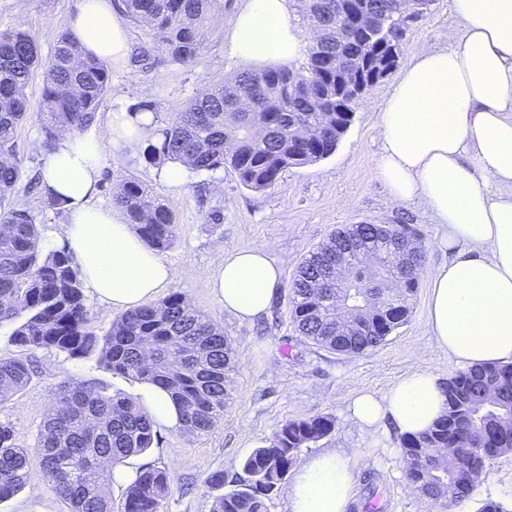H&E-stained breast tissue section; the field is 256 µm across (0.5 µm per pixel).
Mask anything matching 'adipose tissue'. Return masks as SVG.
I'll use <instances>...</instances> for the list:
<instances>
[{
  "label": "adipose tissue",
  "mask_w": 512,
  "mask_h": 512,
  "mask_svg": "<svg viewBox=\"0 0 512 512\" xmlns=\"http://www.w3.org/2000/svg\"><path fill=\"white\" fill-rule=\"evenodd\" d=\"M464 35L445 49H420L384 98L379 171L393 205L421 199L454 256L430 279L428 326L435 348L471 367L512 362V0H454ZM69 33L81 55L123 66L127 24L112 0H77ZM291 0H245L227 31L243 63H285L311 43ZM153 113H111L106 127L60 136L41 171L43 194L64 213L52 243L66 247L84 288L131 310L156 298L172 272L133 225L97 203L107 155L137 154ZM281 273L263 247L225 253L206 286L225 311L252 321L267 314ZM445 410L437 377L407 374L385 393H359L351 417L403 433L427 429ZM352 496L347 459L320 454L299 471L288 512H345Z\"/></svg>",
  "instance_id": "ef3b65f1"
}]
</instances>
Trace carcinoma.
Here are the masks:
<instances>
[{"label":"carcinoma","instance_id":"carcinoma-1","mask_svg":"<svg viewBox=\"0 0 512 512\" xmlns=\"http://www.w3.org/2000/svg\"><path fill=\"white\" fill-rule=\"evenodd\" d=\"M316 36L301 62L259 70L244 69L234 83L223 81L190 100L175 118L157 126L141 151L159 168L185 159L196 174L230 169L245 189L260 192L288 168L332 155L350 126L352 100L338 97L336 52L363 43L358 14L368 9L384 42L366 46L368 73L389 75L397 62L384 63L397 21L410 0H292ZM115 7L140 26L161 58L188 65L202 51L209 22L224 14L229 0H115ZM67 32L54 35L53 51L39 53L36 39L17 29L0 32V155L11 156L15 134L30 110L27 93L34 71L43 72L38 113L43 146L62 134L93 124L110 89V71L94 56L81 59ZM250 100L243 111L240 98ZM21 180L14 162L0 164V329L23 357H0V404L23 390L36 372L35 354L57 351L73 358L97 357L112 374L166 390L180 407L183 431L205 433L224 415L227 382L235 349L224 331L184 296L172 292L158 304L123 314L103 334L93 324L79 271L63 247L38 249L41 237L29 207L13 203ZM112 203L144 241L158 251L176 240L178 224L166 200L135 177L120 184ZM409 224H349L334 232L298 267L290 284L295 331L331 352L355 355L384 343L406 324L417 296L425 249ZM358 243L364 254H379L373 266L353 259L334 288L318 286L320 269L336 251ZM446 411L425 431L401 437L409 488L433 512L473 498L486 462L512 453V363L459 371L443 383ZM335 419L314 416L288 420L269 445L255 449L227 476L208 477L212 512H269L287 485L304 448L333 432ZM156 425L138 402L94 380L71 378L37 435V458L56 494L71 512H112L108 488L112 467L158 444ZM459 448V455H444ZM31 457L16 443L10 423L0 422V501L26 484ZM170 485L165 468H142L127 488L121 512H161Z\"/></svg>","mask_w":512,"mask_h":512}]
</instances>
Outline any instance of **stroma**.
I'll return each mask as SVG.
<instances>
[{
    "instance_id": "35a3bbf8",
    "label": "stroma",
    "mask_w": 512,
    "mask_h": 512,
    "mask_svg": "<svg viewBox=\"0 0 512 512\" xmlns=\"http://www.w3.org/2000/svg\"><path fill=\"white\" fill-rule=\"evenodd\" d=\"M232 4V10L214 19L210 40L195 63L179 66L159 61L148 67L132 58L112 69L111 89L101 102L99 118L148 97L158 106V118L165 120L193 97L231 77L240 65L229 52L226 33L241 0ZM74 8L75 0H0V30L27 31L46 57L53 50L54 32L66 29ZM462 35L453 0H432L424 16L407 29L397 70L356 102L353 121L335 153L288 169L264 191L244 189L224 169L193 175L181 194L172 195L140 156L120 151L109 156L100 176L99 200L111 204L113 186L131 176L165 196L179 224L175 244L162 253L173 270L170 288L183 293L193 307L222 327L236 349L223 420L203 434L159 426L158 446L124 465L133 474L148 465L169 470L170 488L161 512H210L215 495L207 482L210 474L234 472L254 449L268 445L280 424L318 415L333 416L335 430L303 449L300 462L324 452L344 454L352 471V502H377L379 512H428L427 504L407 486L397 430L386 421L374 430L364 428L348 417L346 407L357 393L386 392L419 369L443 380L461 369L435 349L427 324L429 279L452 257L439 244L442 227L420 202L393 207L379 177L378 157L383 102L392 80L414 61L421 47L444 49ZM42 89L43 74L38 71L28 87L33 112L15 137L14 159L25 182L40 175L46 160L39 147L42 136L35 114ZM399 221L419 230L426 250L421 286L408 323L381 346L358 355L333 353L297 336L288 293L302 259L344 225ZM258 246L267 247L281 268V285L266 316L242 321L225 312L205 283L225 252ZM70 377L92 379L133 397L138 394L137 383L112 375L94 359L40 352L37 374L22 391L0 404V420L12 424L18 444L35 446L60 382ZM487 498L503 502L512 512V454L487 464L473 500L461 504L460 510L476 512L479 501ZM0 512H70V508L34 464L28 469L25 487L0 502Z\"/></svg>"
}]
</instances>
